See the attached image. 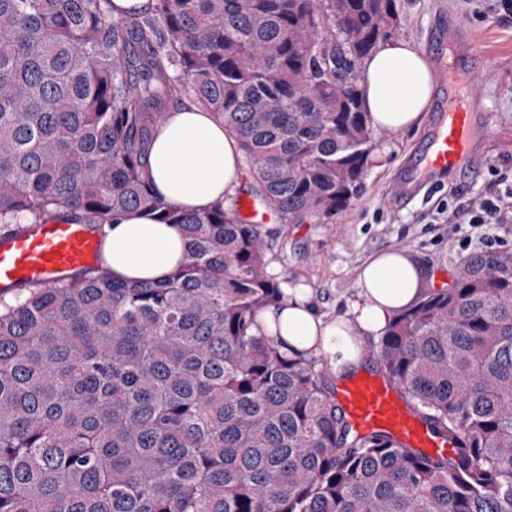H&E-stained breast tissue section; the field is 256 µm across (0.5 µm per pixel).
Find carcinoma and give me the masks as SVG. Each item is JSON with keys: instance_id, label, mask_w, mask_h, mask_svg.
<instances>
[{"instance_id": "carcinoma-1", "label": "carcinoma", "mask_w": 512, "mask_h": 512, "mask_svg": "<svg viewBox=\"0 0 512 512\" xmlns=\"http://www.w3.org/2000/svg\"><path fill=\"white\" fill-rule=\"evenodd\" d=\"M397 0H0V224H179L187 262L104 263L0 290V512H512V252L464 260L395 314L379 361L460 439L421 457L350 435L313 357L258 314L284 298L261 227L156 198L147 154L189 98L237 137L253 198L293 224L359 197L360 64ZM348 37L336 44V24Z\"/></svg>"}]
</instances>
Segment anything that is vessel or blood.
Instances as JSON below:
<instances>
[{
    "label": "vessel or blood",
    "mask_w": 512,
    "mask_h": 512,
    "mask_svg": "<svg viewBox=\"0 0 512 512\" xmlns=\"http://www.w3.org/2000/svg\"><path fill=\"white\" fill-rule=\"evenodd\" d=\"M460 29L459 21L445 18L435 29L430 51L439 70L441 94L423 144L392 187L393 200L436 174L465 167L476 176L484 167L478 143L490 131L480 122L481 100L474 95L469 76L480 55L473 41L461 38ZM97 259L98 236L87 225L50 219L30 231L0 235V288L59 283L73 271L96 265ZM336 400L360 437L382 434L394 445L428 457L448 455L457 445L412 409L386 375L360 373L339 388Z\"/></svg>",
    "instance_id": "b4317fda"
}]
</instances>
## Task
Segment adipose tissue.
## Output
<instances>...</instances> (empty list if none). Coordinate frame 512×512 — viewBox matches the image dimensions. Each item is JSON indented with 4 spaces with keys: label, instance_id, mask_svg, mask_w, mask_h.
Masks as SVG:
<instances>
[{
    "label": "adipose tissue",
    "instance_id": "1",
    "mask_svg": "<svg viewBox=\"0 0 512 512\" xmlns=\"http://www.w3.org/2000/svg\"><path fill=\"white\" fill-rule=\"evenodd\" d=\"M361 104L378 130L405 132L418 126L433 92L430 66L404 40L381 41L362 62ZM242 152L223 121L192 101L181 103L157 131L148 153L151 187L167 202L202 212L230 201L240 184ZM102 256L115 280L158 281L183 263L188 245L179 226L131 212L102 227ZM430 277L407 249L368 258L357 279L359 299L348 315L324 319L306 301L289 294L263 310L262 330L276 335L282 351L322 354L337 377L365 366L361 337L381 333L391 317L413 305Z\"/></svg>",
    "mask_w": 512,
    "mask_h": 512
}]
</instances>
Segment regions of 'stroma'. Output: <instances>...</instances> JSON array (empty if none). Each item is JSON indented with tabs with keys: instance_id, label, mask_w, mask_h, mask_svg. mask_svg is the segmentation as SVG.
<instances>
[{
	"instance_id": "1",
	"label": "stroma",
	"mask_w": 512,
	"mask_h": 512,
	"mask_svg": "<svg viewBox=\"0 0 512 512\" xmlns=\"http://www.w3.org/2000/svg\"><path fill=\"white\" fill-rule=\"evenodd\" d=\"M392 37L426 51L433 23L442 13L461 22L482 55L473 86L484 100L483 117L493 136L481 145L488 162L479 175L460 168L403 201L389 189L423 140V128L372 134L360 197L334 223L262 224L268 270L286 287L302 288L318 313L346 312L356 299L359 268L372 254L409 248L434 275V287L451 282L458 266L484 251H512V217L500 224H452L470 197L505 196L512 191V16H488L463 0H397Z\"/></svg>"
}]
</instances>
